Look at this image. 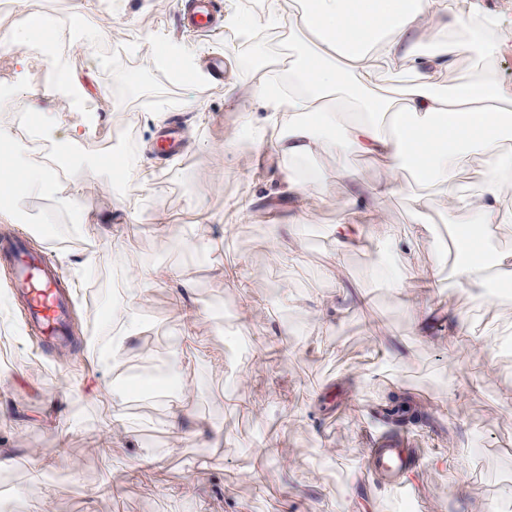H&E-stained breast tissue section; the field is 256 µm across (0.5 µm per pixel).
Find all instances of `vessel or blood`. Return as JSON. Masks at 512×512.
Returning a JSON list of instances; mask_svg holds the SVG:
<instances>
[{"mask_svg":"<svg viewBox=\"0 0 512 512\" xmlns=\"http://www.w3.org/2000/svg\"><path fill=\"white\" fill-rule=\"evenodd\" d=\"M190 24L198 30H210L216 23L215 0H191ZM0 251L12 259L10 289L25 303L28 322L50 340L64 338L72 299L54 273L47 253L31 254L26 241L0 243ZM375 472L388 482H396L407 465L398 442L386 441L372 451Z\"/></svg>","mask_w":512,"mask_h":512,"instance_id":"vessel-or-blood-1","label":"vessel or blood"}]
</instances>
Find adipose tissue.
<instances>
[{
  "label": "adipose tissue",
  "instance_id": "obj_1",
  "mask_svg": "<svg viewBox=\"0 0 512 512\" xmlns=\"http://www.w3.org/2000/svg\"><path fill=\"white\" fill-rule=\"evenodd\" d=\"M268 21L302 52L301 61L284 63L292 91L283 97L263 82L228 87L225 95L234 102L264 103L269 115L261 132L276 156L302 160L321 151L334 156L336 178L354 186L347 212L370 214L373 245L389 260L385 268H371V275L396 281L411 273L414 242L423 233L419 225L398 231L375 211L385 194L413 193L422 213L425 190H436L448 217L466 215L495 236L505 215V189L512 185V84L498 78L496 66L512 54V43L494 36L473 41L469 35L483 22L501 28L499 14L487 10L483 0H291ZM37 40L55 69V92L69 97L82 115L81 123L68 129L69 140L78 141L96 129L99 115L88 106L87 81L60 58L51 22L29 15L27 23L0 31V45L13 50ZM463 58L470 65L461 71L457 62ZM36 94L23 84L0 99L1 111L22 108L31 117L26 137L0 127V141L11 146L0 153V195L11 200L0 209V219L15 221L25 200L59 193L75 223L90 224L78 184L93 177L111 188L116 169L101 160L80 161L63 183L52 166L33 162V141L50 138L62 124L58 113L33 107ZM353 153L380 161L383 177L377 185L356 188L357 176L347 165ZM474 159L481 179L469 191L455 176ZM449 277L468 292L486 290L495 278L511 282L512 251H496L487 260L473 249L467 259L451 264ZM175 278L166 268L130 277L125 304L112 311L113 322L122 327L116 344L135 334L136 309L151 288Z\"/></svg>",
  "mask_w": 512,
  "mask_h": 512
}]
</instances>
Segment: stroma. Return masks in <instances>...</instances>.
<instances>
[{
    "mask_svg": "<svg viewBox=\"0 0 512 512\" xmlns=\"http://www.w3.org/2000/svg\"><path fill=\"white\" fill-rule=\"evenodd\" d=\"M185 0H112L94 52L76 54L73 68L95 71L92 108L102 121L75 156H105L121 133L120 156L130 168L154 167L144 186L122 179L121 194L95 179L80 185L102 218L94 264L85 248L21 226L35 251H49L75 296L80 321L72 353L42 347L26 331L22 304L8 295L11 270L0 259V492L14 512H340L350 472L361 473L357 498L376 512H405L408 500L367 473L369 446L393 439L420 458L411 487L420 512H481L486 501L512 502V350L497 339L512 332V290L481 303L451 287L436 266V242L448 225L437 196L427 199L428 233L413 253L414 277L386 285L367 270L381 257L369 245L342 250L332 229L343 219L374 236L367 215L347 216V182L332 178L334 160L319 153L302 163L274 159L254 179L262 144L213 150L238 118L227 85L250 84L244 54L223 27L199 33L184 26ZM186 42L208 72L185 82L154 58V39ZM112 58L96 70L95 56ZM46 57L0 47V96L20 80L50 73ZM195 98L205 122L182 110ZM184 129V154L158 153V134L172 115ZM326 175L321 194L289 205L274 190L286 176ZM207 201L206 215L193 207ZM250 201L247 211L237 203ZM121 227V261L112 255V227ZM303 227L295 256L269 259L272 233ZM158 266L180 269L200 314L190 325L202 359L177 371L192 388L188 417L166 426L170 398L127 395L122 422L112 395L120 372L148 371L169 361L165 337L182 322L173 288H152L138 310L141 327L121 351L122 368L96 357V338L112 334V308L122 302L129 273ZM331 271L356 300L341 318H324L328 293L320 271ZM299 296L291 307L273 289ZM440 319L417 335L415 313ZM465 318L463 335L448 320ZM239 332L247 353L227 356V335ZM478 392H471V385ZM429 400L428 419L383 425L374 416L390 395ZM448 464L440 465L436 456Z\"/></svg>",
    "mask_w": 512,
    "mask_h": 512,
    "instance_id": "1",
    "label": "stroma"
}]
</instances>
